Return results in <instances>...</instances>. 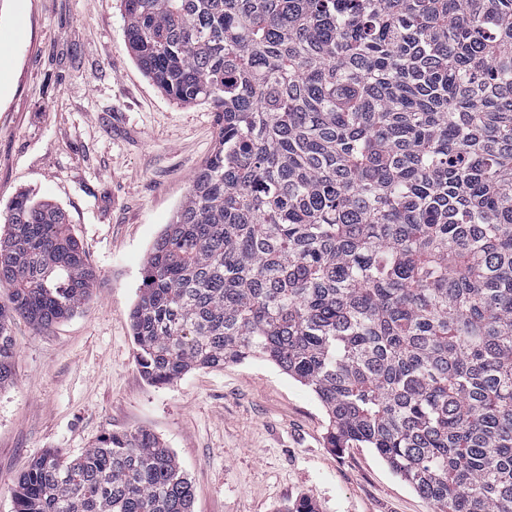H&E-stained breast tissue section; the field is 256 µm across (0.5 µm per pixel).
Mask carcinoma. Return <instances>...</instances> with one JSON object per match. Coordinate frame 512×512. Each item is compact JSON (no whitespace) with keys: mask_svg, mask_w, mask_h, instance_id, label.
<instances>
[{"mask_svg":"<svg viewBox=\"0 0 512 512\" xmlns=\"http://www.w3.org/2000/svg\"><path fill=\"white\" fill-rule=\"evenodd\" d=\"M126 43L211 153L129 312L151 384L252 358L308 386L327 446L371 448L435 512H512V0H122ZM11 321L41 331L99 278L59 206L17 193ZM15 512H192L147 430L50 449Z\"/></svg>","mask_w":512,"mask_h":512,"instance_id":"1","label":"carcinoma"}]
</instances>
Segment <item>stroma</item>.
Returning <instances> with one entry per match:
<instances>
[{
	"label": "stroma",
	"mask_w": 512,
	"mask_h": 512,
	"mask_svg": "<svg viewBox=\"0 0 512 512\" xmlns=\"http://www.w3.org/2000/svg\"><path fill=\"white\" fill-rule=\"evenodd\" d=\"M206 103L182 106L128 51L121 0H0V218L27 190L63 208L100 278L83 310L43 332L10 326L16 376L0 387V512L51 448L77 457L145 429L191 480L193 512H434L371 449L327 447L314 393L251 359L154 386L129 312L143 261L208 157Z\"/></svg>",
	"instance_id": "stroma-1"
}]
</instances>
